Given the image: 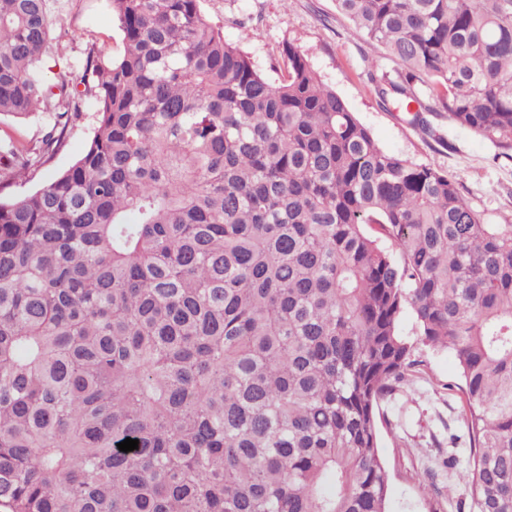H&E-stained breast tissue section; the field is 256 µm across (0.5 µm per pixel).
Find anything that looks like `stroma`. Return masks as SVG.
Instances as JSON below:
<instances>
[{
    "instance_id": "stroma-1",
    "label": "stroma",
    "mask_w": 512,
    "mask_h": 512,
    "mask_svg": "<svg viewBox=\"0 0 512 512\" xmlns=\"http://www.w3.org/2000/svg\"><path fill=\"white\" fill-rule=\"evenodd\" d=\"M50 50L40 76L54 82L60 72L83 74L88 48L117 56L122 35L109 0H49ZM201 10L218 25L227 43L254 66L274 75L284 46L303 52L322 81L348 103L384 151L448 172L461 195L490 224L512 222V158L497 142L458 126L441 112L427 126L381 107L373 91L368 44L336 9L335 0H201ZM80 119L70 125L64 146L29 177L7 188L21 195L68 169L91 140L97 105L85 98ZM417 371L395 400L404 417L380 431L389 492L387 512H469L470 498L459 473L466 466L468 440L456 389L460 370L454 354L418 346Z\"/></svg>"
}]
</instances>
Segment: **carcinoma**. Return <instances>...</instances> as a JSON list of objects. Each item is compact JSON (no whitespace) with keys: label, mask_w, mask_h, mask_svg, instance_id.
<instances>
[{"label":"carcinoma","mask_w":512,"mask_h":512,"mask_svg":"<svg viewBox=\"0 0 512 512\" xmlns=\"http://www.w3.org/2000/svg\"><path fill=\"white\" fill-rule=\"evenodd\" d=\"M123 52L47 84L48 0H0V512H386L379 405L423 345L462 384L471 512H512V224L382 150L288 45L278 78L200 0H110ZM379 105L512 150V0H336ZM139 440L123 452L118 443ZM80 119L70 125L64 146L53 158L29 174L27 179H19L5 189L2 197L21 195L38 188L40 185L68 169L83 152L91 140L96 126L97 105L93 98H85ZM49 122V118L41 113L26 118L2 116L0 119V138L12 135H23L27 140L40 138Z\"/></svg>","instance_id":"1"}]
</instances>
